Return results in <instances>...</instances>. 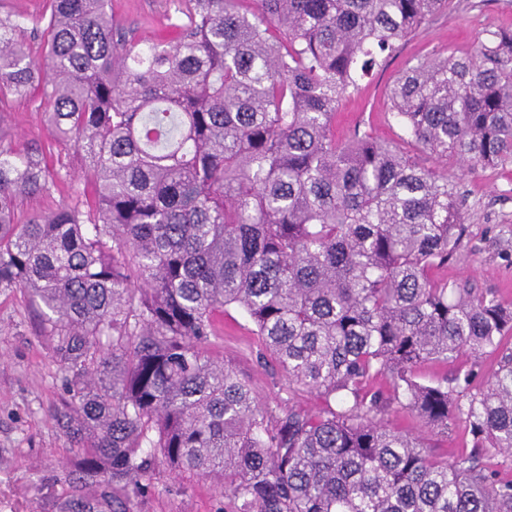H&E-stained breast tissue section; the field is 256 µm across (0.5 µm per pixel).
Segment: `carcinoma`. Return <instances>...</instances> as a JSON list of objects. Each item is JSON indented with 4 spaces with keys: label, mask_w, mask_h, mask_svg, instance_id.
Here are the masks:
<instances>
[{
    "label": "carcinoma",
    "mask_w": 512,
    "mask_h": 512,
    "mask_svg": "<svg viewBox=\"0 0 512 512\" xmlns=\"http://www.w3.org/2000/svg\"><path fill=\"white\" fill-rule=\"evenodd\" d=\"M188 0L173 45L139 49L108 0H51L35 56L0 16V108L41 86L54 141L82 160L71 205L16 221L69 177L53 154L0 141V292L57 337L65 399L51 417L83 485L60 512H129L156 471L224 481L234 512H512V309L434 271L454 257L464 201L448 177L366 128L336 137L339 104L451 0ZM389 111L410 142L466 171L512 162V29L421 57ZM243 310L316 413L260 406L205 346ZM464 350L473 372L417 371ZM473 451L450 463L384 422L394 406ZM491 363V358L478 359L466 351L460 354L452 364L439 362L425 364L419 369L420 379L423 382H437L446 378L449 380L458 368L462 370L472 369L474 373L472 387L475 391L484 387V381ZM483 464L503 478H512V452L490 448L482 456Z\"/></svg>",
    "instance_id": "carcinoma-1"
}]
</instances>
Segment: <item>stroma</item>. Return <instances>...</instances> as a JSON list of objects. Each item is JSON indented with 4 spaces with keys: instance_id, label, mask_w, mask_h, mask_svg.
<instances>
[{
    "instance_id": "1",
    "label": "stroma",
    "mask_w": 512,
    "mask_h": 512,
    "mask_svg": "<svg viewBox=\"0 0 512 512\" xmlns=\"http://www.w3.org/2000/svg\"><path fill=\"white\" fill-rule=\"evenodd\" d=\"M453 12L443 13L416 30L396 55L363 79L343 100L336 116V133L345 135L355 124L370 125L384 141L402 144L404 132L388 109L387 91L404 69L422 55L443 56L464 49L474 39L488 38L500 28H512V0H457ZM113 18L130 30L138 47L175 41L181 32L186 0H109ZM0 136L16 150L53 147V137L41 116L40 95L14 98L6 104ZM74 173L49 192L24 199L18 221L73 202L82 187L78 157L63 158ZM449 180L466 199V232L457 258L439 271V278L469 281L494 293L512 307V166L464 172L448 162ZM218 332L206 353L248 380L257 401L272 409L314 412L321 402L307 388L289 382L264 360L265 349L248 316L234 306L217 317ZM490 359L460 354L455 363L432 362L419 370L424 382L452 377L457 369L472 370L473 387L481 389ZM64 397L56 340L43 335L34 306L20 292L0 293V512H58L57 499L70 490L80 472L79 448L74 447L51 418ZM396 430L424 440L434 456L454 460L470 450L471 435L464 420H455L442 435L414 413L399 410L386 418ZM131 512H232L216 480L188 473L161 471L152 487L132 498Z\"/></svg>"
}]
</instances>
